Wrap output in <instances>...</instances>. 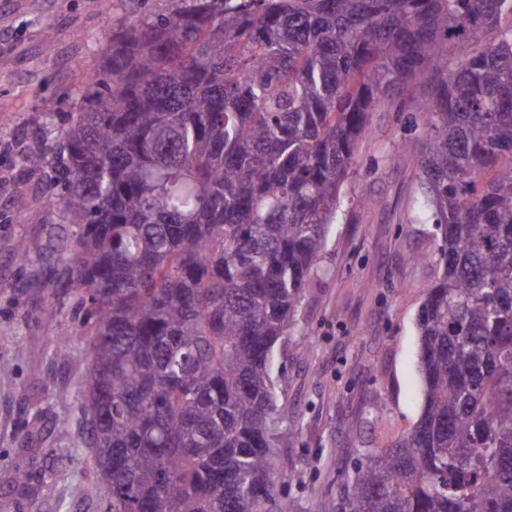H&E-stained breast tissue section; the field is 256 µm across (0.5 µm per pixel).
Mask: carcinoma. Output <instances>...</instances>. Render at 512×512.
I'll use <instances>...</instances> for the list:
<instances>
[{
    "label": "carcinoma",
    "mask_w": 512,
    "mask_h": 512,
    "mask_svg": "<svg viewBox=\"0 0 512 512\" xmlns=\"http://www.w3.org/2000/svg\"><path fill=\"white\" fill-rule=\"evenodd\" d=\"M49 145L108 512H297L271 365L373 112L411 93L419 419L322 512H512V0H166ZM469 51L448 63V55Z\"/></svg>",
    "instance_id": "1"
}]
</instances>
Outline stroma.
I'll list each match as a JSON object with an SVG mask.
<instances>
[{
    "mask_svg": "<svg viewBox=\"0 0 512 512\" xmlns=\"http://www.w3.org/2000/svg\"><path fill=\"white\" fill-rule=\"evenodd\" d=\"M137 8L136 0H112L107 10L101 0H0V367L13 374L0 387V512H105L79 412L86 349L56 352L73 322L50 234L73 227L42 187L53 163L46 141L87 75L103 72L107 29ZM413 109L406 93L373 113L345 185L355 205L330 226L296 325L274 351L284 431L277 463L300 512L339 498L360 454L405 435L421 413L415 319L433 270L408 257L433 241L409 208L418 152L391 160ZM53 306L59 314L46 316ZM20 472L23 487L14 482Z\"/></svg>",
    "mask_w": 512,
    "mask_h": 512,
    "instance_id": "1",
    "label": "stroma"
}]
</instances>
